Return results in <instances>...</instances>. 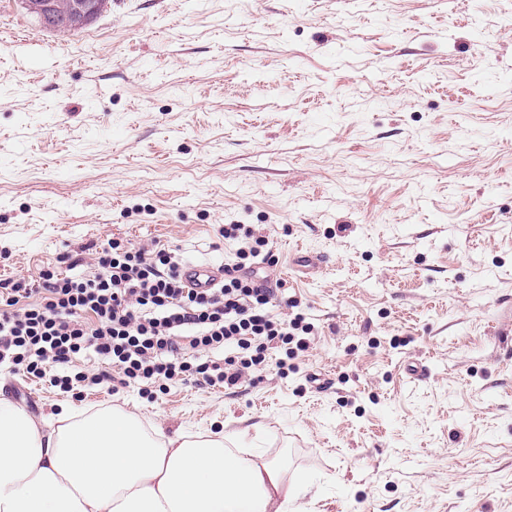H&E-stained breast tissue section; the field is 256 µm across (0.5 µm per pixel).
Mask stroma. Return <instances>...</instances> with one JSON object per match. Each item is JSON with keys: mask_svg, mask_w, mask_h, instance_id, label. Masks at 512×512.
I'll list each match as a JSON object with an SVG mask.
<instances>
[{"mask_svg": "<svg viewBox=\"0 0 512 512\" xmlns=\"http://www.w3.org/2000/svg\"><path fill=\"white\" fill-rule=\"evenodd\" d=\"M227 224L306 350L233 389L0 390L239 435L303 512H512V0H112L68 35L0 0V282L111 238L230 263Z\"/></svg>", "mask_w": 512, "mask_h": 512, "instance_id": "obj_1", "label": "stroma"}]
</instances>
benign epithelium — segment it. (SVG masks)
<instances>
[{
	"instance_id": "7a95c632",
	"label": "benign epithelium",
	"mask_w": 512,
	"mask_h": 512,
	"mask_svg": "<svg viewBox=\"0 0 512 512\" xmlns=\"http://www.w3.org/2000/svg\"><path fill=\"white\" fill-rule=\"evenodd\" d=\"M39 23L67 35L94 21L108 6V0H21Z\"/></svg>"
}]
</instances>
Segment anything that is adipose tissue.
Returning <instances> with one entry per match:
<instances>
[{
	"mask_svg": "<svg viewBox=\"0 0 512 512\" xmlns=\"http://www.w3.org/2000/svg\"><path fill=\"white\" fill-rule=\"evenodd\" d=\"M59 419L0 393V512H285L302 493L221 433L161 443L124 411Z\"/></svg>",
	"mask_w": 512,
	"mask_h": 512,
	"instance_id": "1",
	"label": "adipose tissue"
}]
</instances>
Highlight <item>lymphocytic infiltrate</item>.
<instances>
[{
    "label": "lymphocytic infiltrate",
    "mask_w": 512,
    "mask_h": 512,
    "mask_svg": "<svg viewBox=\"0 0 512 512\" xmlns=\"http://www.w3.org/2000/svg\"><path fill=\"white\" fill-rule=\"evenodd\" d=\"M265 244L261 237L241 245L221 287L203 291L184 283L176 251L116 239L98 251L90 274L46 269L13 280L0 290V369L70 392L86 379L79 361L94 355L108 370L91 380L111 393L172 381L240 387L268 346L302 323L269 311L277 291L255 271L275 262Z\"/></svg>",
    "instance_id": "lymphocytic-infiltrate-1"
}]
</instances>
